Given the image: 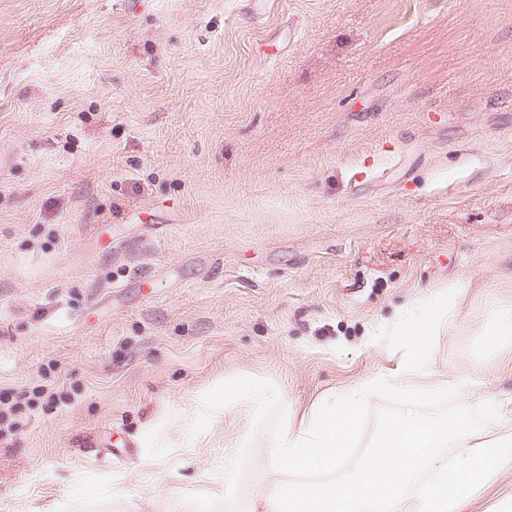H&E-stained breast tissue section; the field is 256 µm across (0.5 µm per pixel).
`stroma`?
Wrapping results in <instances>:
<instances>
[{"label":"stroma","instance_id":"1","mask_svg":"<svg viewBox=\"0 0 512 512\" xmlns=\"http://www.w3.org/2000/svg\"><path fill=\"white\" fill-rule=\"evenodd\" d=\"M452 284L416 384L511 399L512 0H0V512H192L240 434L239 506L273 497L251 416L171 419L386 372Z\"/></svg>","mask_w":512,"mask_h":512}]
</instances>
